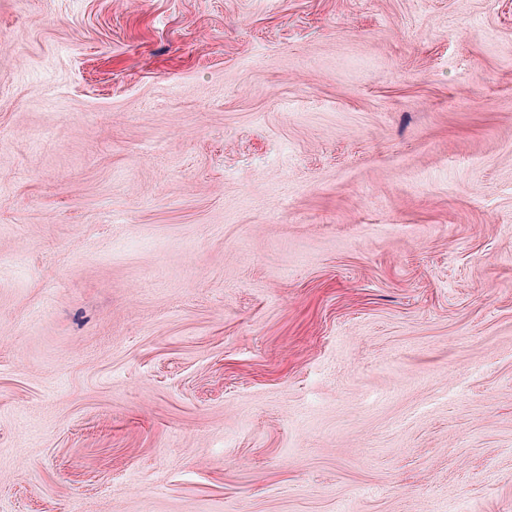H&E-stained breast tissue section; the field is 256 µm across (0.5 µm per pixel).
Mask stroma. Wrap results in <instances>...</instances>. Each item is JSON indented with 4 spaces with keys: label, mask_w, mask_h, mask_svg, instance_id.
I'll use <instances>...</instances> for the list:
<instances>
[{
    "label": "stroma",
    "mask_w": 512,
    "mask_h": 512,
    "mask_svg": "<svg viewBox=\"0 0 512 512\" xmlns=\"http://www.w3.org/2000/svg\"><path fill=\"white\" fill-rule=\"evenodd\" d=\"M512 512V0H0V512Z\"/></svg>",
    "instance_id": "stroma-1"
}]
</instances>
